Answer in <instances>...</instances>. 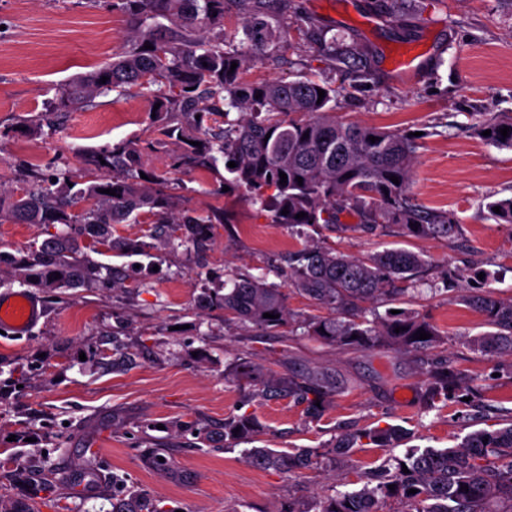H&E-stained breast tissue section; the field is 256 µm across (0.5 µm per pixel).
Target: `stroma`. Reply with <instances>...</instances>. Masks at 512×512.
Listing matches in <instances>:
<instances>
[{"instance_id":"obj_1","label":"stroma","mask_w":512,"mask_h":512,"mask_svg":"<svg viewBox=\"0 0 512 512\" xmlns=\"http://www.w3.org/2000/svg\"><path fill=\"white\" fill-rule=\"evenodd\" d=\"M375 0H279V11L331 32H345L349 52L366 65L334 63L315 38L290 32L272 58L245 73L250 81L307 75L336 88L334 110L352 122L421 133L411 194L460 224L447 241L411 238L396 227L307 235L273 221L253 195L225 189L223 172L172 168L171 144L149 129L152 100L131 90L99 97L96 108L67 113L51 128L28 121L56 100L59 89L129 45L133 32L116 0H0V194L10 195L31 169L80 173L88 151L137 139L153 143L147 167L168 179L173 213L223 212L199 262L184 249L162 252L157 269L138 257H116L121 284L64 290L46 298L32 332L0 338V512H112V498L141 490L181 512H286L362 487L364 469L394 449L364 443L352 460L322 461L303 472L248 464L244 445L224 444V421L257 416L256 446L326 448L348 426L408 430L409 446L448 448L471 431L496 429L512 417V374L493 354L471 350L464 337L484 332L483 316L459 302L475 286L512 297V224L490 215L488 202L512 196V150L469 132L471 124L512 117V0H403L397 16ZM403 42L427 52L423 67L398 75L388 64ZM355 257L402 247L427 264L405 295V308L443 335L436 348L474 380L469 405L456 400L423 409L425 380L413 354L357 352L311 337L283 340L277 331L225 322L222 309L201 308L204 287L225 274L261 276L269 263L301 248L307 237ZM139 348L116 368L93 346ZM245 357L275 374L317 371L336 382L320 421L309 422L294 399H263L225 377ZM206 427L210 439L178 431ZM113 479L97 490L98 474Z\"/></svg>"}]
</instances>
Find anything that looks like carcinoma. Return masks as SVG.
I'll list each match as a JSON object with an SVG mask.
<instances>
[{"label": "carcinoma", "mask_w": 512, "mask_h": 512, "mask_svg": "<svg viewBox=\"0 0 512 512\" xmlns=\"http://www.w3.org/2000/svg\"><path fill=\"white\" fill-rule=\"evenodd\" d=\"M226 2L121 0L135 39L123 52L65 85L55 111L92 107L98 96L124 95L136 88L159 105L152 122L160 134L186 146L174 155L173 167L194 163L216 170L222 161L236 162L234 168L225 167L231 178L224 185L244 189L255 194V200L272 206L278 224L291 228L317 225L334 231L342 226L340 216L346 214L368 231L395 226L407 237L457 236L460 225L448 213L412 199L418 137L336 120L331 105L336 89L311 77L247 81L246 64L268 59L277 49L275 30L259 18L272 17L285 33L291 21L277 11V0H232L245 24L250 52L245 58L224 42ZM160 18L170 25L159 23ZM234 62L237 67L233 69ZM320 89L325 91L322 99ZM233 109L240 112V118L229 119ZM506 126L509 131L504 137L500 129ZM473 130L482 140L512 150V117L491 118ZM486 130L491 135H482ZM372 136L376 141H370ZM87 165L80 175L61 168L50 175L34 170L19 193L0 202V219L61 226L38 246L16 254L0 251V269L10 270L20 286L47 292L89 289L102 275L117 273L111 264L92 260L91 252L104 257L147 256L152 248H197L213 234L214 225L223 223V216L213 212L173 214L166 178L149 172L141 178L143 152L136 141L101 150ZM281 172L287 175L285 185L280 184ZM392 176L399 184L392 183ZM105 189L115 190L116 195L103 193ZM284 209L288 214H282ZM300 212L306 216L298 219ZM144 215L150 220L145 236L152 242L117 233V225L139 224ZM288 265L296 292L330 310L325 317L297 321L302 335L361 350L397 348L423 353L442 342L439 330L417 313L388 310L382 316L370 307L404 292L400 284L425 265L421 254L391 248L361 259L311 241L288 254ZM230 282L229 287L223 284L203 293L201 303L223 309L228 320L242 326L271 330L290 325L286 296L278 285L264 277L237 276ZM462 299L484 315L488 327L465 337V342L476 351L507 360L512 371V298L473 289ZM265 313L275 318H265ZM421 330L430 338L417 339ZM225 373L257 388L262 396L294 399L304 406L308 422L321 418L336 391V385L317 372H285L263 379L249 363L235 362L227 365ZM473 389V379L446 360L427 371L421 399L426 408L433 409ZM261 432V424L251 413L224 420L226 444L251 441ZM365 439L381 448H395L408 442L410 433L393 425L356 427L336 438L333 457H351ZM319 457L313 448L246 449L249 463L263 470L310 469ZM412 489L417 493H410ZM390 500L398 501L403 512H512V419L492 431H474L450 448H410L404 461L388 458L360 489L338 492L319 502V507L320 512H383ZM176 510L137 490L127 491L126 498L112 507V512Z\"/></svg>", "instance_id": "cac0c4a2"}]
</instances>
